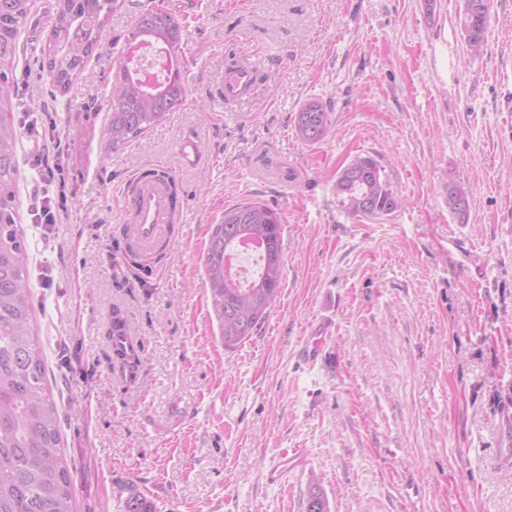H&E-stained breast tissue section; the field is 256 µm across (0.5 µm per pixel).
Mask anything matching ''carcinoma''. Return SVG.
Instances as JSON below:
<instances>
[{
    "instance_id": "1",
    "label": "carcinoma",
    "mask_w": 512,
    "mask_h": 512,
    "mask_svg": "<svg viewBox=\"0 0 512 512\" xmlns=\"http://www.w3.org/2000/svg\"><path fill=\"white\" fill-rule=\"evenodd\" d=\"M32 2L0 0V512H72L68 470L59 455L60 414L46 387L42 350L32 335L26 246L15 221L18 131L8 114L16 97L19 34L32 21ZM115 2L56 0V23L41 67L62 91L84 72ZM489 2L463 0L461 30L473 54L485 44ZM128 38L150 40L175 54L181 46V24L163 7L147 8L136 16ZM187 94L181 69L148 88L129 72L124 59H118L103 133L105 147L116 150L145 135L183 110ZM330 126V112L317 100L304 103L295 117L298 137L309 144L321 141ZM335 193L354 216L383 217L402 206L370 156L357 155L338 172ZM445 203L459 221L466 220L471 200L453 180L448 181ZM244 240L265 249L261 274L246 288L225 278V255ZM203 261L211 308L224 346L231 348L252 335L279 292L284 267L279 214L253 201L225 209L222 221L212 225ZM125 491L123 512H155L135 486ZM308 512H328L316 485L309 490Z\"/></svg>"
}]
</instances>
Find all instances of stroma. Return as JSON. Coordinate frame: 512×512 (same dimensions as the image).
<instances>
[{"label":"stroma","mask_w":512,"mask_h":512,"mask_svg":"<svg viewBox=\"0 0 512 512\" xmlns=\"http://www.w3.org/2000/svg\"><path fill=\"white\" fill-rule=\"evenodd\" d=\"M179 17L183 111L117 151L101 131L121 41L140 10ZM462 0H120L88 70L60 92L22 29L16 223L31 328L61 417L73 512H121L135 486L156 512H512V0H490L470 54ZM264 71L230 109L211 99L228 51ZM330 133L302 142L301 106ZM197 135L203 166L177 145ZM61 140L58 170L43 174ZM374 158L403 206L362 218L336 200L351 157ZM155 168L180 219L163 252L130 247L121 191ZM472 201L466 221L448 182ZM50 202L56 221L36 224ZM254 201L282 219L278 296L225 348L204 283L211 227ZM144 348L135 382L109 359L113 310ZM323 328L336 366L298 360ZM287 448L305 465L267 484ZM330 126V114L317 100L304 103L295 117L298 137L309 144L321 141L329 132ZM445 203L449 211L459 221H465L471 208V200L468 192L458 183L448 182V191L445 192Z\"/></svg>","instance_id":"1"}]
</instances>
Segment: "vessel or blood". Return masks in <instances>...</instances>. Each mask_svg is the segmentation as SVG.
I'll return each mask as SVG.
<instances>
[{
	"label": "vessel or blood",
	"mask_w": 512,
	"mask_h": 512,
	"mask_svg": "<svg viewBox=\"0 0 512 512\" xmlns=\"http://www.w3.org/2000/svg\"><path fill=\"white\" fill-rule=\"evenodd\" d=\"M259 72V63L248 58L225 67L214 83V100L229 105L248 96L256 86ZM124 206L133 217L132 224L125 227L126 237L142 251L154 250L166 240L178 212L163 179L137 180L134 192L125 197ZM324 346L325 338L320 333L305 337L299 350L302 361L314 365L326 359ZM304 462V455L297 448L278 454L266 467L264 479L270 484L279 483L289 472L302 467Z\"/></svg>",
	"instance_id": "1"
}]
</instances>
